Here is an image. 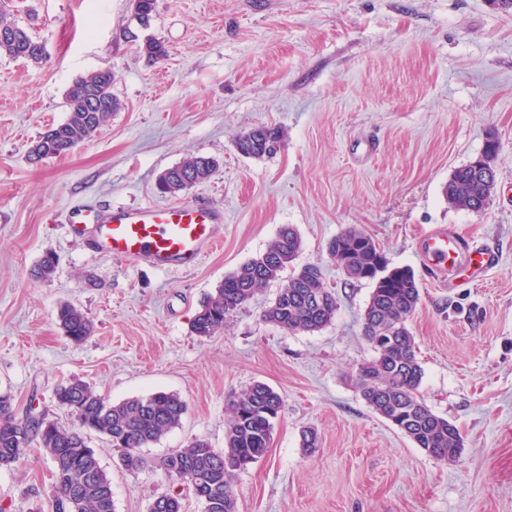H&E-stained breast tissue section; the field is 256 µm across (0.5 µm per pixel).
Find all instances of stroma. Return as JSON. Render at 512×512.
<instances>
[{"label": "stroma", "instance_id": "35a3bbf8", "mask_svg": "<svg viewBox=\"0 0 512 512\" xmlns=\"http://www.w3.org/2000/svg\"><path fill=\"white\" fill-rule=\"evenodd\" d=\"M11 10L45 47L37 63L0 56V392L18 416L74 425L55 391L76 379L113 402L177 393L182 422L143 448L139 472L106 437L87 436L115 512H148L170 488L160 459L197 437L222 450L226 398L262 381L284 403L266 456L236 474L238 512H512V12L490 0H158L143 29L131 0H12ZM150 37L167 48L156 63L141 50ZM105 68L120 104L111 120L68 154L31 162L33 142L66 119L68 88ZM260 124L283 128V146L242 155L238 136ZM492 138L489 206H450L449 174ZM190 156L219 167L160 194L159 174ZM193 200L223 210L224 240L186 269L100 255L65 223L76 204ZM284 224L302 239L297 265L321 263L336 293L331 324L291 333L263 321L275 282L223 332L192 335L201 302ZM350 226L419 280L409 327L420 393L460 431L454 462L427 456L361 397L372 286L347 280L327 252ZM441 227L496 248L498 266L441 286L423 254ZM48 250L57 269L34 279ZM64 303L94 323L82 342L57 324ZM308 427L321 437L310 455L300 446ZM51 491L37 444L0 469L7 512H51Z\"/></svg>", "mask_w": 512, "mask_h": 512}]
</instances>
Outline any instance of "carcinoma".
I'll use <instances>...</instances> for the list:
<instances>
[{
    "mask_svg": "<svg viewBox=\"0 0 512 512\" xmlns=\"http://www.w3.org/2000/svg\"><path fill=\"white\" fill-rule=\"evenodd\" d=\"M157 0H135L134 15L143 28L150 26ZM12 29V36L0 37V56L38 62L44 46L10 17L0 4V26ZM142 52L150 60L166 56L164 44L154 38L144 41ZM112 70H101L76 80L66 94L67 118L52 126V136L39 148L48 157L59 156L91 139L119 108L112 94ZM284 142L280 127L261 125L241 134L237 150L248 157H270ZM497 142L488 141L477 161L455 169L448 177L444 194L448 204L472 212L483 210L496 185L493 160ZM216 161L191 156L163 172L158 190L176 194L209 180ZM301 239L291 225L280 227L267 248L241 264L203 301L191 324V333L210 338L224 329V323L256 294L280 279L293 265ZM330 258L351 281L373 285L362 322L363 336L375 357L360 366L357 384L363 400L380 417L408 437L416 447L436 460L453 461L460 454L463 439L458 428L425 403L419 393L423 368L418 346L409 329L421 293L415 273L408 267H392L385 251L358 227H349L328 246ZM57 267L54 253L47 251L37 264L36 276L51 277ZM337 309L336 294L325 286L323 267L308 263L293 271L288 283L263 311L265 321L290 332H314L328 326ZM57 322L63 334L75 342L93 332V323L79 308L63 304ZM59 406L80 410L82 421L63 427L42 415L19 418L13 398L0 393V468L19 462L24 447L38 443L53 465V500L69 501V512H115L112 482L101 467L85 433L107 437L121 453L130 472L145 468L139 449L158 442L181 424L185 401L176 393L157 391L112 403L81 381L56 389ZM283 404L278 391L256 381L225 400L224 450L212 448L205 438H196L160 461L167 477L176 481L192 479L210 501L208 512H238L235 493L236 471L262 459L270 447L274 421ZM321 445L314 428L302 432L300 447L312 454ZM149 512H182L178 493H161L149 505Z\"/></svg>",
    "mask_w": 512,
    "mask_h": 512,
    "instance_id": "cac0c4a2",
    "label": "carcinoma"
}]
</instances>
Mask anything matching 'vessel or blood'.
<instances>
[{
  "label": "vessel or blood",
  "mask_w": 512,
  "mask_h": 512,
  "mask_svg": "<svg viewBox=\"0 0 512 512\" xmlns=\"http://www.w3.org/2000/svg\"><path fill=\"white\" fill-rule=\"evenodd\" d=\"M68 222L89 226L97 252L165 271L196 265L221 244L224 234L223 212L201 201L135 209L115 206L105 211L79 206L72 208ZM424 256L440 274L463 266L476 279L499 261L497 250L471 247L446 230L428 236Z\"/></svg>",
  "instance_id": "1"
}]
</instances>
